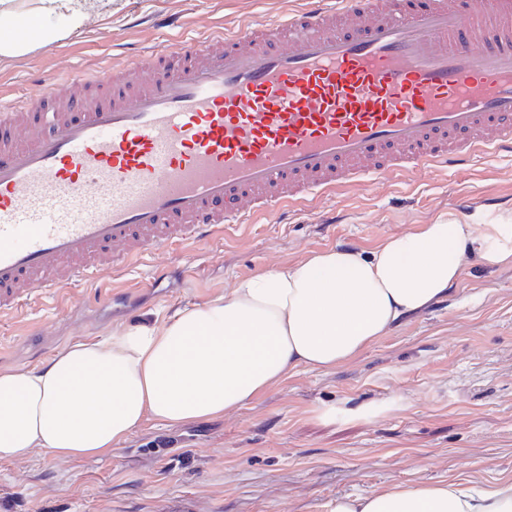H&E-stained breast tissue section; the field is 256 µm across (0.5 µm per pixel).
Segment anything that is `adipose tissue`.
I'll return each mask as SVG.
<instances>
[{
    "label": "adipose tissue",
    "instance_id": "obj_1",
    "mask_svg": "<svg viewBox=\"0 0 512 512\" xmlns=\"http://www.w3.org/2000/svg\"><path fill=\"white\" fill-rule=\"evenodd\" d=\"M104 0H0V56L82 30ZM60 17L65 30L47 24ZM512 261V217L423 224L370 253L328 248L238 280L165 321L67 345L28 371H0V461L41 450L108 455L149 418L166 425L243 407L300 368L357 357L389 328L448 296L470 257ZM330 512H512V480L480 490L396 485L336 498Z\"/></svg>",
    "mask_w": 512,
    "mask_h": 512
}]
</instances>
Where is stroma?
<instances>
[{"label": "stroma", "mask_w": 512, "mask_h": 512, "mask_svg": "<svg viewBox=\"0 0 512 512\" xmlns=\"http://www.w3.org/2000/svg\"><path fill=\"white\" fill-rule=\"evenodd\" d=\"M304 0H112L81 31L0 57V99L38 93L63 67L99 73L175 38L174 16L204 38L275 19ZM473 196L469 210L456 206ZM512 214V156L475 157L429 175L352 187L207 246L160 251L114 276L115 300L34 301L0 319V371H22L71 342L206 304L237 280L330 248L368 252L421 224ZM167 270L158 283L156 267ZM512 479V263L467 260L447 298L404 318L351 361L298 369L223 417L149 420L103 458L34 451L0 461V512H329L344 495L397 484Z\"/></svg>", "instance_id": "obj_1"}]
</instances>
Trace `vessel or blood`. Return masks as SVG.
Masks as SVG:
<instances>
[{
  "mask_svg": "<svg viewBox=\"0 0 512 512\" xmlns=\"http://www.w3.org/2000/svg\"><path fill=\"white\" fill-rule=\"evenodd\" d=\"M0 104V315L398 174L512 154V0H307Z\"/></svg>",
  "mask_w": 512,
  "mask_h": 512,
  "instance_id": "b4317fda",
  "label": "vessel or blood"
}]
</instances>
